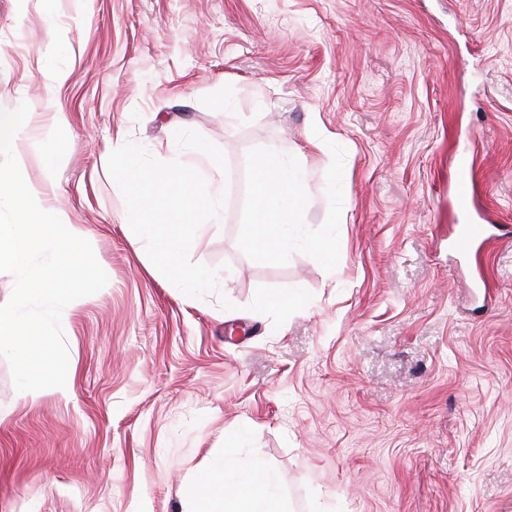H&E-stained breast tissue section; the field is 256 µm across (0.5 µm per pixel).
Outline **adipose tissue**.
<instances>
[{"label": "adipose tissue", "mask_w": 512, "mask_h": 512, "mask_svg": "<svg viewBox=\"0 0 512 512\" xmlns=\"http://www.w3.org/2000/svg\"><path fill=\"white\" fill-rule=\"evenodd\" d=\"M255 172L258 223L266 240L279 252H286L292 242L290 230L298 224L303 208L305 173L273 150L259 160ZM271 484V474L257 463L238 486L228 488L205 478L197 482L191 496L203 504V512H283Z\"/></svg>", "instance_id": "1"}]
</instances>
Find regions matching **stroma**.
I'll list each match as a JSON object with an SVG mask.
<instances>
[{
	"label": "stroma",
	"instance_id": "obj_1",
	"mask_svg": "<svg viewBox=\"0 0 512 512\" xmlns=\"http://www.w3.org/2000/svg\"><path fill=\"white\" fill-rule=\"evenodd\" d=\"M23 101L32 144L67 133L52 202L108 283L62 313L66 393L21 399L0 357V512H192L232 434L222 480L264 463L284 512H512V0H0V108ZM180 129L229 167L201 300L107 168L128 141L193 163ZM271 147L307 177L284 256L256 223ZM261 285L313 298L276 329Z\"/></svg>",
	"mask_w": 512,
	"mask_h": 512
}]
</instances>
